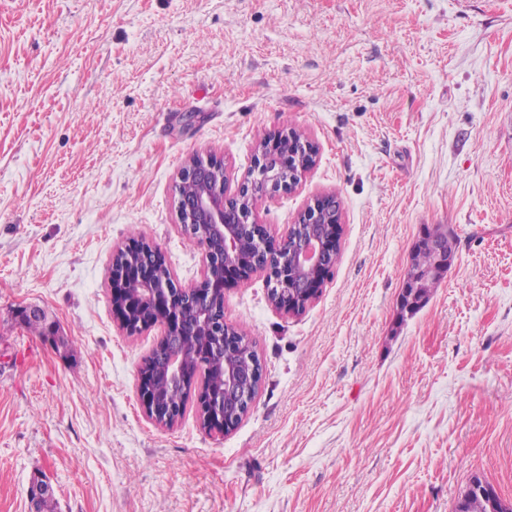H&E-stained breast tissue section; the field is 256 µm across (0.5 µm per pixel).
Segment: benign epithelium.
I'll return each mask as SVG.
<instances>
[{
  "label": "benign epithelium",
  "mask_w": 512,
  "mask_h": 512,
  "mask_svg": "<svg viewBox=\"0 0 512 512\" xmlns=\"http://www.w3.org/2000/svg\"><path fill=\"white\" fill-rule=\"evenodd\" d=\"M316 154L308 138L294 144L290 128L264 137L247 184L233 195L228 193L221 159L199 153L189 159L179 175L175 209L182 234L195 238L203 255L202 278L196 285L182 286L173 276L159 281L166 261L160 249L146 241H131L113 253L112 309L120 328L132 336L151 327L162 333L160 358L151 356L140 367L139 398L155 424L169 428L182 418L180 409L162 413L157 394L165 391L185 400L195 396L200 423L209 431L228 433L249 412L262 381V366L237 367L218 353L233 330L220 309L228 283L262 272L272 285L268 291L271 305L300 313L333 273L336 235H325L320 225L336 223L334 195L315 199L277 241L254 214L258 198L296 186L313 167ZM241 224L250 225L254 237L257 254L252 258L241 257L239 251ZM424 244L433 257L429 272L445 275L453 260L448 243L435 234ZM134 253L150 259L127 260ZM188 336L219 337V345H205L199 351L202 358H218L219 379L208 390L196 386L198 369L185 360L183 342ZM467 493L481 495L489 512H512V503L504 501L486 480L474 479ZM50 494L48 484L33 483L29 489L32 512H38L40 499Z\"/></svg>",
  "instance_id": "benign-epithelium-1"
}]
</instances>
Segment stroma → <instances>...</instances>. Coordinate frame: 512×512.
Listing matches in <instances>:
<instances>
[{"label":"stroma","instance_id":"1","mask_svg":"<svg viewBox=\"0 0 512 512\" xmlns=\"http://www.w3.org/2000/svg\"><path fill=\"white\" fill-rule=\"evenodd\" d=\"M289 126L316 163L255 215L278 237L337 194L333 274L297 315L264 274L228 285L251 409L226 434L192 402L156 425L138 384L160 330L118 327L112 254L141 236L197 284L179 173L210 152L237 192ZM438 229L455 260L401 315ZM477 477L512 501V0L0 6V512H31L37 481L55 512H455Z\"/></svg>","mask_w":512,"mask_h":512}]
</instances>
